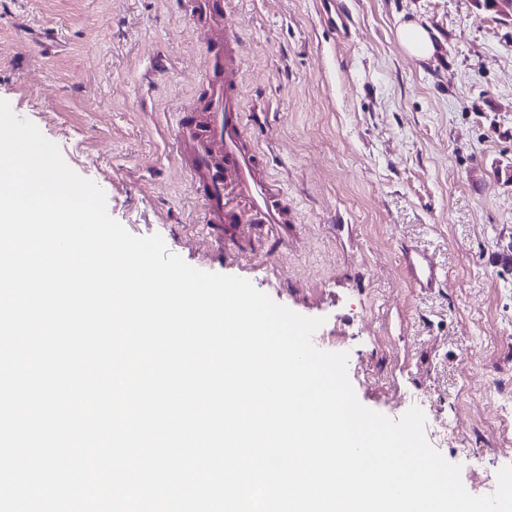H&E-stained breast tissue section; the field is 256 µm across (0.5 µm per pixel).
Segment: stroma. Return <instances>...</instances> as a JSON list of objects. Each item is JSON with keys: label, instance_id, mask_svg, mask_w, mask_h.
<instances>
[{"label": "stroma", "instance_id": "35a3bbf8", "mask_svg": "<svg viewBox=\"0 0 512 512\" xmlns=\"http://www.w3.org/2000/svg\"><path fill=\"white\" fill-rule=\"evenodd\" d=\"M224 0L238 36L248 135L288 191L293 222L215 240L167 140L204 100L206 26L187 0H0V99L105 193L131 234L190 266L249 280L323 318L314 345L348 355L359 402L399 419L421 401L435 441L480 496L512 466V18L474 0ZM439 45L407 54L399 22ZM442 284L414 288L401 253Z\"/></svg>", "mask_w": 512, "mask_h": 512}]
</instances>
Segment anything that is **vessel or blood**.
I'll return each mask as SVG.
<instances>
[{"instance_id":"obj_1","label":"vessel or blood","mask_w":512,"mask_h":512,"mask_svg":"<svg viewBox=\"0 0 512 512\" xmlns=\"http://www.w3.org/2000/svg\"><path fill=\"white\" fill-rule=\"evenodd\" d=\"M192 10L212 27L203 42L207 59L203 111L179 108L172 124V146L203 203L202 221L210 235L228 224H284L288 221L286 187L269 172L264 154L249 141L240 100V65L236 39L224 27V0H191ZM411 283L433 288L439 273L428 257L403 255Z\"/></svg>"}]
</instances>
